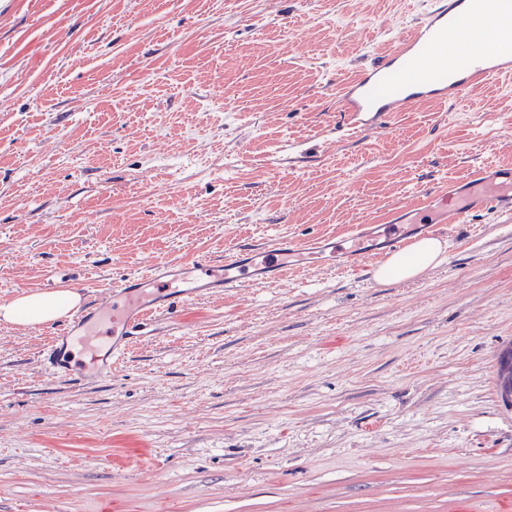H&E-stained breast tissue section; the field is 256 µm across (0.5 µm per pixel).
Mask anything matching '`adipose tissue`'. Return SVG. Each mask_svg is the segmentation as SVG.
Instances as JSON below:
<instances>
[{
	"label": "adipose tissue",
	"mask_w": 512,
	"mask_h": 512,
	"mask_svg": "<svg viewBox=\"0 0 512 512\" xmlns=\"http://www.w3.org/2000/svg\"><path fill=\"white\" fill-rule=\"evenodd\" d=\"M444 259V245L432 238L415 242L405 252L391 256L378 267L381 281L409 279ZM81 296L73 290L36 291L0 304V321L14 326H35L63 318L79 306Z\"/></svg>",
	"instance_id": "1"
}]
</instances>
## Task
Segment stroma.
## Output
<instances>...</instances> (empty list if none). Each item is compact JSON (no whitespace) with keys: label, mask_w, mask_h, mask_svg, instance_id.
<instances>
[{"label":"stroma","mask_w":512,"mask_h":512,"mask_svg":"<svg viewBox=\"0 0 512 512\" xmlns=\"http://www.w3.org/2000/svg\"><path fill=\"white\" fill-rule=\"evenodd\" d=\"M428 0H0V304L342 237L512 165V82L346 131L340 83ZM377 281L372 251L140 328L112 379L0 323V512H512V216Z\"/></svg>","instance_id":"1"}]
</instances>
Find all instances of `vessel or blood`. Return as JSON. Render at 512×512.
Wrapping results in <instances>:
<instances>
[{
	"label": "vessel or blood",
	"instance_id": "1",
	"mask_svg": "<svg viewBox=\"0 0 512 512\" xmlns=\"http://www.w3.org/2000/svg\"><path fill=\"white\" fill-rule=\"evenodd\" d=\"M512 76V0H432L412 33L396 49L379 55L341 88L343 110L355 131L388 126L394 113L431 100L461 98L487 84ZM477 210L512 213V167L484 166L450 183L437 195L420 200L414 211L424 234L443 236L448 224L466 222ZM366 225L346 238L317 239L304 245L278 239L259 248H246L215 264L197 260L195 276L180 279L168 263L153 264L149 275L129 274L115 285L112 338L101 345L88 335L101 306L89 303L73 313L59 336L42 351L46 370L55 378L77 381L81 375L69 358L70 338L83 333V349L97 377L112 376V364L126 352L131 329L160 310H172L215 289L230 291L258 281L249 260L260 259L269 279L287 271L290 256L340 251L348 263L364 257Z\"/></svg>",
	"mask_w": 512,
	"mask_h": 512
}]
</instances>
